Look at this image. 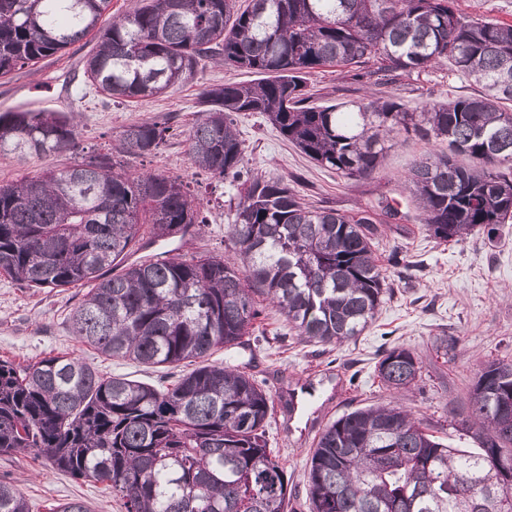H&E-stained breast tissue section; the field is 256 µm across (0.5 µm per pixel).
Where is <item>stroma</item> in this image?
I'll return each mask as SVG.
<instances>
[{
    "label": "stroma",
    "mask_w": 512,
    "mask_h": 512,
    "mask_svg": "<svg viewBox=\"0 0 512 512\" xmlns=\"http://www.w3.org/2000/svg\"><path fill=\"white\" fill-rule=\"evenodd\" d=\"M95 46L89 36L34 67L0 77V113L51 110L76 117L80 126L78 148L58 156L22 160L0 155V185L35 176L49 165L63 167L94 153L111 154L112 142L125 126L163 120L171 128L166 141L151 156L124 157V166L179 178L200 203L206 227L201 235L135 251L129 261L167 248L184 259L230 250L227 226L235 220L238 185L195 168L185 133L199 117L201 88L242 82L246 73L205 61L192 80L166 94L118 104L82 81V61ZM307 85L318 105L392 99L410 110L480 91L444 64L391 77L371 73L366 66L323 67L308 74ZM235 124L245 145L246 167L288 183L308 205L353 214L376 210L388 198L398 201L406 215L402 221L377 217L373 244L389 292L371 326L356 340L341 346L303 341L262 300L258 306L263 342L236 350L241 370L266 389L281 393L297 388L302 378L315 389L302 418L288 422L282 411H275L269 431L270 446L289 479L287 512H309L307 461L320 429L346 413L392 398L375 372L384 349L401 345L419 356L422 377L402 405L415 417L434 422L444 421L451 408L468 411L469 391L481 364L512 360V223L500 225L491 237L477 233L443 243L430 236L402 181L412 161L436 147L418 131L400 132L376 178L350 180L302 154L261 114L240 113ZM85 292L82 286L26 288L0 275V358L24 365L48 355L69 354L106 377L122 374L153 385L177 380L180 368L115 360L80 342L70 314ZM0 480L17 485L30 512H49L51 504L71 499L85 501L91 512H124L106 484L73 478L30 455L0 454Z\"/></svg>",
    "instance_id": "obj_1"
}]
</instances>
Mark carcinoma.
I'll return each instance as SVG.
<instances>
[{"mask_svg": "<svg viewBox=\"0 0 512 512\" xmlns=\"http://www.w3.org/2000/svg\"><path fill=\"white\" fill-rule=\"evenodd\" d=\"M111 0H0V77L97 36L83 77L132 101L165 93L201 60L257 75L207 86L187 131L193 165L240 183L234 257H156L112 266L146 241L183 240L206 226L177 178L132 173L106 155L0 185V274L29 288L89 286L71 316L78 339L148 366L193 369L169 387L104 378L79 357L25 366L0 359V454H31L106 482L125 512H285L288 476L268 428L271 395L239 366L209 362L245 344L262 310L255 295L308 342L341 345L371 324L388 292L373 250L376 213L312 208L281 180L244 164L234 124L259 112L316 163L348 179L379 174L386 145L410 127L448 143L404 177L426 230L441 242L512 220V24L462 16L455 0H146L108 15ZM391 73L446 63L480 94L410 112L394 100L310 106L306 75L339 64ZM170 132L136 121L116 154L146 155ZM78 123L55 112L0 116V153L47 158L73 148ZM466 155L463 167L455 157ZM397 394L421 378L415 352L376 365ZM460 430L476 451L452 448L395 401L325 426L307 462L310 512H512V361L482 365ZM0 512H29L0 481Z\"/></svg>", "mask_w": 512, "mask_h": 512, "instance_id": "obj_1", "label": "carcinoma"}]
</instances>
